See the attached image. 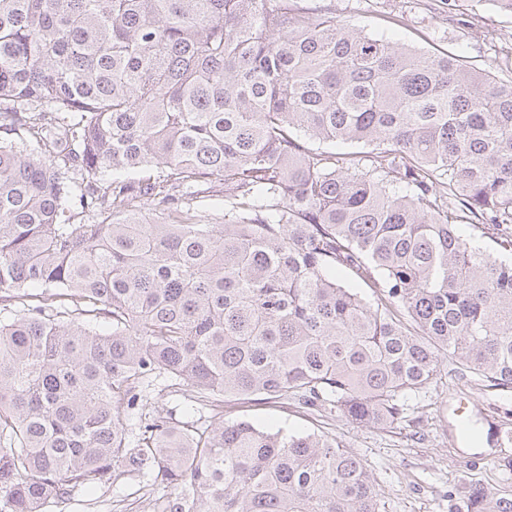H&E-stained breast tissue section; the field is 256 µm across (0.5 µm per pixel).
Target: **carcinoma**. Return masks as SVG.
<instances>
[{"instance_id": "1", "label": "carcinoma", "mask_w": 512, "mask_h": 512, "mask_svg": "<svg viewBox=\"0 0 512 512\" xmlns=\"http://www.w3.org/2000/svg\"><path fill=\"white\" fill-rule=\"evenodd\" d=\"M0 129L49 147L0 138V512L145 470L169 512H380L336 438L225 399L391 428L442 353L512 388V261L461 230L512 252V81L295 0H0ZM160 375L202 421L134 434ZM203 197L195 201V205L205 224H221L224 222V205L222 201Z\"/></svg>"}]
</instances>
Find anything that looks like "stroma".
<instances>
[{"mask_svg": "<svg viewBox=\"0 0 512 512\" xmlns=\"http://www.w3.org/2000/svg\"><path fill=\"white\" fill-rule=\"evenodd\" d=\"M304 8L331 10L345 23L374 37L421 50L460 54L476 68L512 79V13L495 0H297ZM158 379L146 412L187 421L197 412L188 391L172 393ZM230 418L291 433L324 432L356 454L372 474L381 512H460L472 487L512 499V389L491 386L482 376L443 357L437 378L405 399L402 423L363 426L340 413L296 402L252 399L229 407ZM172 488L147 476H129L112 486L76 489L45 512H151Z\"/></svg>", "mask_w": 512, "mask_h": 512, "instance_id": "1", "label": "stroma"}]
</instances>
